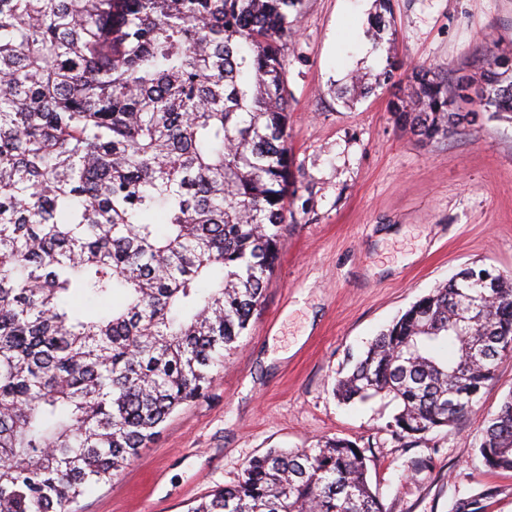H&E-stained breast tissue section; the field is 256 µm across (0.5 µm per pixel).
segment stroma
<instances>
[{
    "label": "stroma",
    "mask_w": 512,
    "mask_h": 512,
    "mask_svg": "<svg viewBox=\"0 0 512 512\" xmlns=\"http://www.w3.org/2000/svg\"><path fill=\"white\" fill-rule=\"evenodd\" d=\"M390 5L394 81L349 101L348 73L383 64L374 0H304L282 51L296 191L262 303L205 394L88 489L79 512H188L248 459L333 437L362 449L384 512H454L488 486L497 494L487 512H512V471H488L477 452L512 394V357L453 427L411 443L391 432L389 399L345 405L333 395L353 357L460 268L512 272V118L485 115L426 144L390 110L416 65L447 71L453 87L477 73L484 46L512 51V0Z\"/></svg>",
    "instance_id": "obj_1"
}]
</instances>
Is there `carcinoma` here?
<instances>
[{
	"label": "carcinoma",
	"instance_id": "carcinoma-1",
	"mask_svg": "<svg viewBox=\"0 0 512 512\" xmlns=\"http://www.w3.org/2000/svg\"><path fill=\"white\" fill-rule=\"evenodd\" d=\"M302 0H0V512H77L203 395L248 328L287 222L290 94L282 40ZM372 25L395 77L389 0ZM478 80L427 65L392 102L433 142L512 117V56ZM474 91L469 95L468 91ZM276 200H271V196ZM464 267L336 379L385 396L400 439L449 427L512 353V274ZM512 471V394L483 432ZM492 486L455 512H485ZM189 512H382L346 439L271 449Z\"/></svg>",
	"mask_w": 512,
	"mask_h": 512
}]
</instances>
